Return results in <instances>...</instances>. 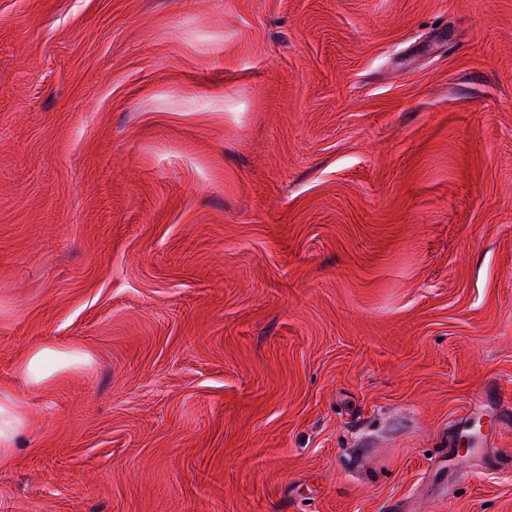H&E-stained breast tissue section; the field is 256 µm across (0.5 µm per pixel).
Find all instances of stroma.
Instances as JSON below:
<instances>
[{
	"instance_id": "stroma-1",
	"label": "stroma",
	"mask_w": 512,
	"mask_h": 512,
	"mask_svg": "<svg viewBox=\"0 0 512 512\" xmlns=\"http://www.w3.org/2000/svg\"><path fill=\"white\" fill-rule=\"evenodd\" d=\"M0 386V512H512V0H0ZM84 358L67 349L42 347L37 349L23 365L27 380L35 386L47 382L51 376L60 370H65ZM27 424L26 413L14 394L0 389V463L8 460L15 438Z\"/></svg>"
}]
</instances>
